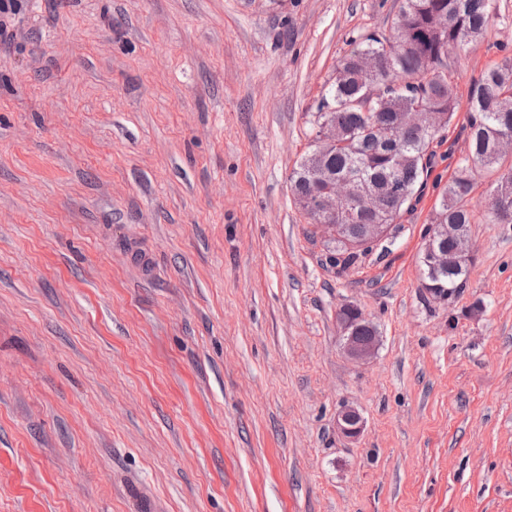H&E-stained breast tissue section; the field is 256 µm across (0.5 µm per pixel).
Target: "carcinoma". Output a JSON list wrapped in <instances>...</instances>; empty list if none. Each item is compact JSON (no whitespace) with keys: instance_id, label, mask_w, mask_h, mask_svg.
Returning <instances> with one entry per match:
<instances>
[{"instance_id":"cac0c4a2","label":"carcinoma","mask_w":512,"mask_h":512,"mask_svg":"<svg viewBox=\"0 0 512 512\" xmlns=\"http://www.w3.org/2000/svg\"><path fill=\"white\" fill-rule=\"evenodd\" d=\"M491 0H400L389 34L367 36L341 61L316 112L311 150L290 177L294 198L325 196L334 183L355 177L367 182L379 207L368 213L352 207L350 224H390L413 209L423 191L434 152L430 146L459 111L448 73L450 50L480 41L495 22ZM402 112L418 122L399 126L397 143L389 131ZM466 155L443 188L432 224L451 228L435 243L448 247V268L422 265L424 281L455 294L463 287L472 257L458 252L469 236L470 195L475 171L497 175L489 209L498 224H512V57L486 69L468 99ZM326 260L344 269L372 248L330 239Z\"/></svg>"}]
</instances>
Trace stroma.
Here are the masks:
<instances>
[{"mask_svg":"<svg viewBox=\"0 0 512 512\" xmlns=\"http://www.w3.org/2000/svg\"><path fill=\"white\" fill-rule=\"evenodd\" d=\"M453 50L512 56V0ZM399 0H21L0 42V512H512V224L420 256L467 110L393 238L327 264L290 176ZM361 307L375 356L343 351ZM356 407L353 440L336 415ZM336 320L343 335V349L354 360L368 361L378 350L380 339L376 328L365 318L360 308L355 305H344L336 312ZM362 327L359 332L357 330ZM370 330V336H369ZM357 336H368L364 340H356Z\"/></svg>","mask_w":512,"mask_h":512,"instance_id":"35a3bbf8","label":"stroma"}]
</instances>
